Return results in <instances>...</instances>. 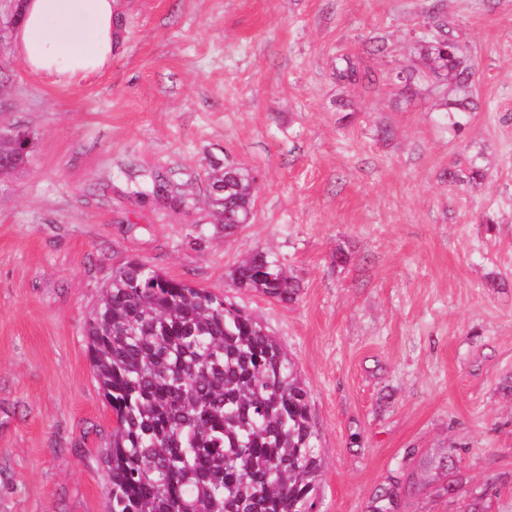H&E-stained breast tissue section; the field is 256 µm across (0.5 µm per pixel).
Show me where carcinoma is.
Returning a JSON list of instances; mask_svg holds the SVG:
<instances>
[{
  "label": "carcinoma",
  "instance_id": "cac0c4a2",
  "mask_svg": "<svg viewBox=\"0 0 512 512\" xmlns=\"http://www.w3.org/2000/svg\"><path fill=\"white\" fill-rule=\"evenodd\" d=\"M371 69L336 58V82ZM433 75L467 92L465 48ZM27 159L26 140L0 131V174ZM472 157L448 182L480 181ZM211 216L230 233L249 222L253 178L211 164ZM173 207L181 184L145 176L140 194ZM264 267L266 275L256 276ZM230 287L292 302L299 282L257 251L234 268ZM90 366L115 417L105 459L107 512H308L321 472L308 391L280 343L228 297L167 276L142 261L112 274L86 322Z\"/></svg>",
  "mask_w": 512,
  "mask_h": 512
}]
</instances>
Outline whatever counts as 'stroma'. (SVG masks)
Wrapping results in <instances>:
<instances>
[{
	"instance_id": "1",
	"label": "stroma",
	"mask_w": 512,
	"mask_h": 512,
	"mask_svg": "<svg viewBox=\"0 0 512 512\" xmlns=\"http://www.w3.org/2000/svg\"><path fill=\"white\" fill-rule=\"evenodd\" d=\"M18 3L0 0V126L30 140L0 175V512H106L113 416L85 324L133 259L229 296L282 345L318 512H371L394 485L398 512H512V0H115L111 67L66 84L15 55ZM435 9L476 70L458 131L452 85L394 79L421 68ZM342 54L372 82H336ZM472 156L485 179L449 183ZM215 162L254 179L229 234ZM153 171L189 207L135 195ZM257 250L294 301L230 287Z\"/></svg>"
}]
</instances>
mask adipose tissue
Here are the masks:
<instances>
[{
  "mask_svg": "<svg viewBox=\"0 0 512 512\" xmlns=\"http://www.w3.org/2000/svg\"><path fill=\"white\" fill-rule=\"evenodd\" d=\"M114 0H23L16 54L35 73L66 82L109 68Z\"/></svg>",
  "mask_w": 512,
  "mask_h": 512,
  "instance_id": "ef3b65f1",
  "label": "adipose tissue"
}]
</instances>
